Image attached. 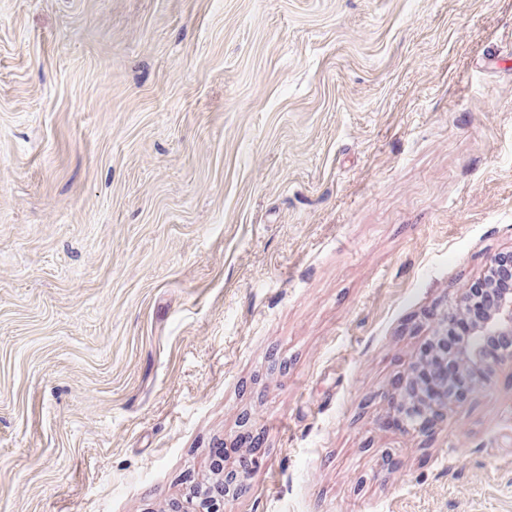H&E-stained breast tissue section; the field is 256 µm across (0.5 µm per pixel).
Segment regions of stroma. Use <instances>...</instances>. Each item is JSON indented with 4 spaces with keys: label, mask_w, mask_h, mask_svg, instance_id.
<instances>
[{
    "label": "stroma",
    "mask_w": 512,
    "mask_h": 512,
    "mask_svg": "<svg viewBox=\"0 0 512 512\" xmlns=\"http://www.w3.org/2000/svg\"><path fill=\"white\" fill-rule=\"evenodd\" d=\"M512 250V0H0V512H512V368L387 426ZM470 289L457 295L451 301H445L442 309L434 318L430 320L431 334L428 336L429 343H436L438 338L447 333L448 327L452 324L456 316L461 314L470 299ZM413 384L404 388L400 393L396 394L391 405L396 407V410L402 414L405 420L404 429L408 431H415L418 427V422H422L431 416V412L434 410L436 405L432 403L427 395L426 389L433 383L431 379L423 383L416 376L421 370L419 362L416 361ZM243 441L253 446L248 452H240L241 448L236 447L215 449L212 459L214 474H220L224 471V462L227 458H230L232 454L234 457L244 458L245 460H255V450L259 448V440L253 437L250 438L249 436L247 438H243ZM224 495V480L221 478L207 485H197L191 488L190 493L182 500L194 502L205 510H218Z\"/></svg>",
    "instance_id": "35a3bbf8"
}]
</instances>
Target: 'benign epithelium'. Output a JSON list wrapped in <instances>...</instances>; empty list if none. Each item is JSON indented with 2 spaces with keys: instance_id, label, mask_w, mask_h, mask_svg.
<instances>
[{
  "instance_id": "7a95c632",
  "label": "benign epithelium",
  "mask_w": 512,
  "mask_h": 512,
  "mask_svg": "<svg viewBox=\"0 0 512 512\" xmlns=\"http://www.w3.org/2000/svg\"><path fill=\"white\" fill-rule=\"evenodd\" d=\"M504 264L501 267V277L508 285L494 283L489 288L490 306L484 317L476 324L472 333L465 338L458 348L447 355L455 361L463 378L473 390L487 380V362L484 355V341L491 336L512 338V250L504 254ZM470 291L456 296L444 303L442 309L430 321L431 334L429 342L434 343L447 333L448 327L456 316L461 314L469 303ZM432 381L422 382L414 379L412 385L404 388L395 395L391 405L402 414L405 420L404 429L414 431L418 423L428 419L435 408L427 395L426 389Z\"/></svg>"
}]
</instances>
